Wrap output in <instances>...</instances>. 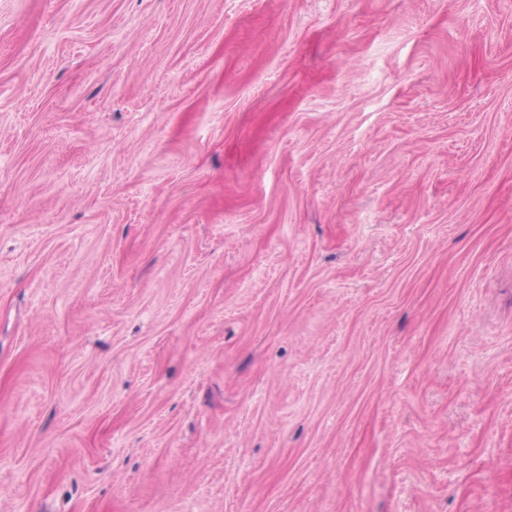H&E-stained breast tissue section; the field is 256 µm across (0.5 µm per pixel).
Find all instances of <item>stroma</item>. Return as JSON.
<instances>
[{
	"instance_id": "1",
	"label": "stroma",
	"mask_w": 512,
	"mask_h": 512,
	"mask_svg": "<svg viewBox=\"0 0 512 512\" xmlns=\"http://www.w3.org/2000/svg\"><path fill=\"white\" fill-rule=\"evenodd\" d=\"M0 512H512V0H0Z\"/></svg>"
}]
</instances>
